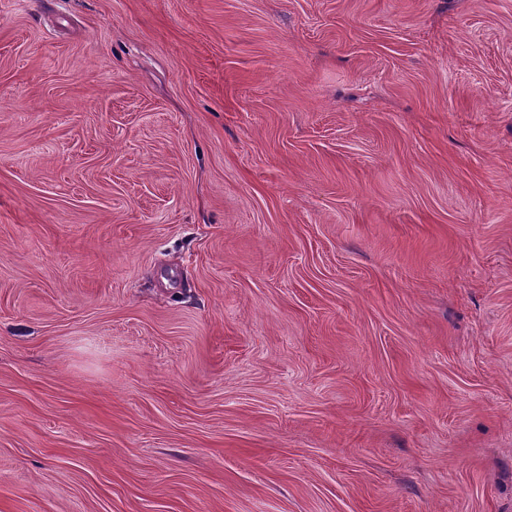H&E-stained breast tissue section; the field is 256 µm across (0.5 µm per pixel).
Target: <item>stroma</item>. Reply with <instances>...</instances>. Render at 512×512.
<instances>
[{"instance_id":"35a3bbf8","label":"stroma","mask_w":512,"mask_h":512,"mask_svg":"<svg viewBox=\"0 0 512 512\" xmlns=\"http://www.w3.org/2000/svg\"><path fill=\"white\" fill-rule=\"evenodd\" d=\"M0 512H512V0H0Z\"/></svg>"}]
</instances>
